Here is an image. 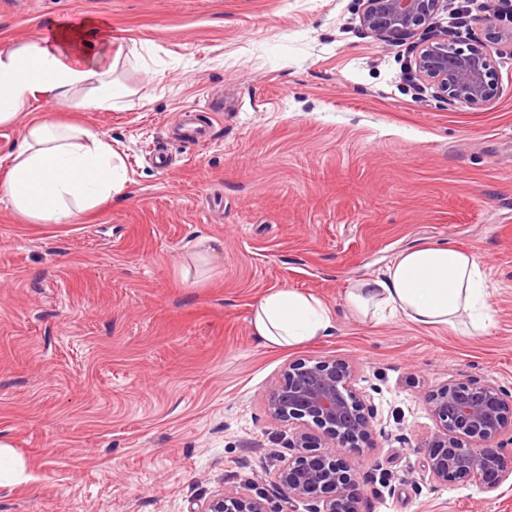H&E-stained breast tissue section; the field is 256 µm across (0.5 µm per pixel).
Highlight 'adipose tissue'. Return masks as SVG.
I'll return each mask as SVG.
<instances>
[{"label":"adipose tissue","mask_w":512,"mask_h":512,"mask_svg":"<svg viewBox=\"0 0 512 512\" xmlns=\"http://www.w3.org/2000/svg\"><path fill=\"white\" fill-rule=\"evenodd\" d=\"M127 56L111 25L97 18L0 48V125L16 122L41 97L76 111L112 109L126 94L112 74ZM125 182L124 162L102 133L43 117L28 123L0 195L30 223L75 224ZM343 307L377 322L397 317L465 336L494 324L483 262L450 242L400 252L381 275L356 280ZM251 325L265 346L288 348L332 335L336 316L314 296L274 288L254 307Z\"/></svg>","instance_id":"1"}]
</instances>
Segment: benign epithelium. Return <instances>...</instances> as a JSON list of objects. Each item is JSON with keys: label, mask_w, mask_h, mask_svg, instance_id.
I'll return each instance as SVG.
<instances>
[{"label": "benign epithelium", "mask_w": 512, "mask_h": 512, "mask_svg": "<svg viewBox=\"0 0 512 512\" xmlns=\"http://www.w3.org/2000/svg\"><path fill=\"white\" fill-rule=\"evenodd\" d=\"M358 30L382 41L422 36L415 68L407 81L427 82L437 94L471 109L493 95V58L479 42L448 38V31L426 35L447 0H357ZM358 365L350 359L318 357L285 366L266 396L269 418L296 426L288 456L273 450L276 461L271 496L279 512H360L357 473L344 456L361 452L360 442L376 429V413L357 387ZM435 422L426 439L423 469L434 487L474 482L495 491L512 479L505 449L495 445L512 431V393L477 378L450 383L426 397ZM190 512H273L269 499L226 490L200 502Z\"/></svg>", "instance_id": "7a95c632"}]
</instances>
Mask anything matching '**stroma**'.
Returning a JSON list of instances; mask_svg holds the SVG:
<instances>
[{
	"label": "stroma",
	"mask_w": 512,
	"mask_h": 512,
	"mask_svg": "<svg viewBox=\"0 0 512 512\" xmlns=\"http://www.w3.org/2000/svg\"><path fill=\"white\" fill-rule=\"evenodd\" d=\"M465 1L438 20L489 43L480 109L409 86L410 42L359 33L356 0H0V47L96 15L138 51L118 108L79 115L121 155L122 193L80 224L28 223L0 196V512H188L266 491L265 454L290 435L266 395L314 357L358 362L377 410L345 457L374 474L362 512H512L510 485L419 479L427 395L469 376L512 391V39L452 24ZM189 108L205 147L178 137ZM440 241L484 262L489 332L340 313L352 282ZM273 288L337 309L333 335L262 347L250 317Z\"/></svg>",
	"instance_id": "1"
}]
</instances>
